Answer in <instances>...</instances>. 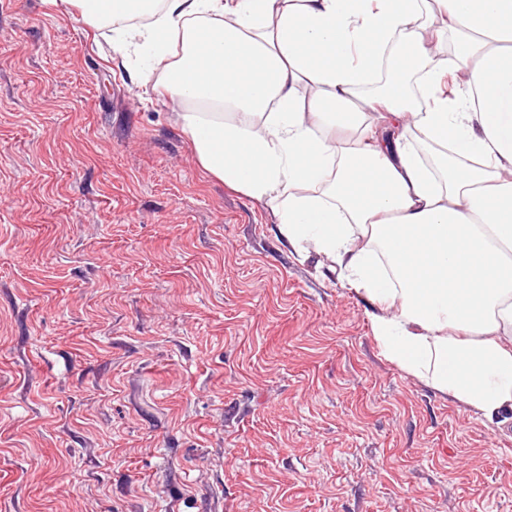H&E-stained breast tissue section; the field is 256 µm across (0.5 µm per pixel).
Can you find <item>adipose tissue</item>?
Masks as SVG:
<instances>
[{"instance_id":"adipose-tissue-1","label":"adipose tissue","mask_w":512,"mask_h":512,"mask_svg":"<svg viewBox=\"0 0 512 512\" xmlns=\"http://www.w3.org/2000/svg\"><path fill=\"white\" fill-rule=\"evenodd\" d=\"M62 2L159 59L182 40L164 82L203 167L369 300L389 360L504 423L512 0Z\"/></svg>"}]
</instances>
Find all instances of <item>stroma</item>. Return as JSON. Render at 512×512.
I'll use <instances>...</instances> for the list:
<instances>
[{
  "label": "stroma",
  "instance_id": "35a3bbf8",
  "mask_svg": "<svg viewBox=\"0 0 512 512\" xmlns=\"http://www.w3.org/2000/svg\"><path fill=\"white\" fill-rule=\"evenodd\" d=\"M112 36L0 0V512H512V429L387 359Z\"/></svg>",
  "mask_w": 512,
  "mask_h": 512
}]
</instances>
